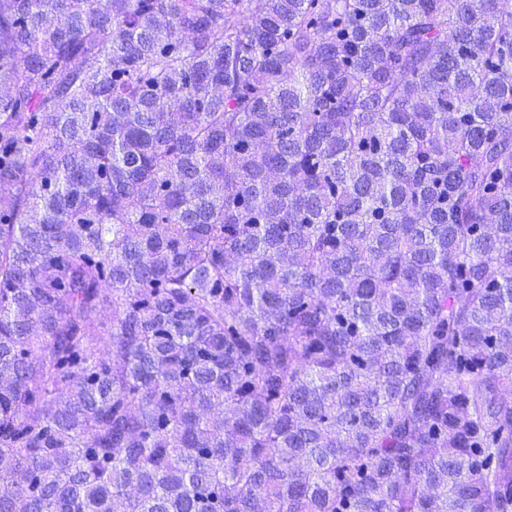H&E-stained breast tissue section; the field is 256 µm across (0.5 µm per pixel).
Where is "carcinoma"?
Segmentation results:
<instances>
[{
    "label": "carcinoma",
    "mask_w": 512,
    "mask_h": 512,
    "mask_svg": "<svg viewBox=\"0 0 512 512\" xmlns=\"http://www.w3.org/2000/svg\"><path fill=\"white\" fill-rule=\"evenodd\" d=\"M0 512H512L509 0H0Z\"/></svg>",
    "instance_id": "cac0c4a2"
}]
</instances>
